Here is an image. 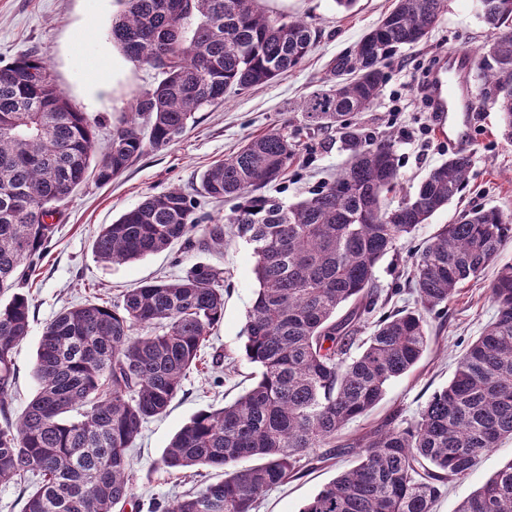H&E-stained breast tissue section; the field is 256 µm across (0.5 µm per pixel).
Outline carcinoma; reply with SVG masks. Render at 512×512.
Listing matches in <instances>:
<instances>
[{"label": "carcinoma", "instance_id": "obj_1", "mask_svg": "<svg viewBox=\"0 0 512 512\" xmlns=\"http://www.w3.org/2000/svg\"><path fill=\"white\" fill-rule=\"evenodd\" d=\"M110 38L130 61L154 69L112 132L95 146L96 120L54 83L48 63L24 54L0 64V484L28 490L23 512H114L132 497L128 451L144 424L167 412L224 319L223 272L197 263L174 280L145 282L112 305L67 307L46 324L36 352V392L12 418L14 353L29 333L21 292L55 233L60 202L94 178L106 185L147 149L174 144L195 113L227 92L266 84L300 67L319 31L303 19L270 17L258 0H121ZM490 29L480 72L497 105L498 134L512 143V0H479ZM445 0H396L354 46L333 58L321 88L297 105L304 128L334 130L346 165L308 197L284 204L262 193L297 155L284 123L243 141L200 175L204 193L237 204L227 223L252 248L259 288L244 325L254 385L229 405L194 414L159 467L224 470L196 492L158 500L150 512H253L257 500L300 472L312 448L332 444L383 397L429 347L426 315L480 278L512 239V215L465 212L414 254L416 308L376 312L379 261L466 187L471 155L435 166L416 192L387 204L400 183L392 137L354 123L377 99L397 52L428 37ZM203 243L224 248V228L203 225L194 201L174 187L150 194L105 224L96 258L125 264ZM496 316L460 355L448 386L418 419L387 421L356 442L358 463L299 512H432L443 488L512 437V262L490 284ZM243 458L260 463L238 466ZM457 512H512V462Z\"/></svg>", "mask_w": 512, "mask_h": 512}]
</instances>
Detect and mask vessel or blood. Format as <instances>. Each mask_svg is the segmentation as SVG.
<instances>
[{
    "label": "vessel or blood",
    "mask_w": 512,
    "mask_h": 512,
    "mask_svg": "<svg viewBox=\"0 0 512 512\" xmlns=\"http://www.w3.org/2000/svg\"><path fill=\"white\" fill-rule=\"evenodd\" d=\"M476 59L457 50H449L444 65L429 80L431 108L438 117L440 137L454 141L460 150H468L467 135L478 108V97L472 85Z\"/></svg>",
    "instance_id": "1"
}]
</instances>
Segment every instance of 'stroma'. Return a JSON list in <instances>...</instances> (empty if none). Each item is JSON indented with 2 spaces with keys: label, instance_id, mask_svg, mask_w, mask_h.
<instances>
[{
  "label": "stroma",
  "instance_id": "1",
  "mask_svg": "<svg viewBox=\"0 0 512 512\" xmlns=\"http://www.w3.org/2000/svg\"><path fill=\"white\" fill-rule=\"evenodd\" d=\"M270 15L304 18L322 35L297 69L250 90L227 95L223 103L198 112L194 123L172 146L147 150L117 179L101 186L87 182L60 206L49 251L24 287L31 303L29 334L16 350V382L12 408L22 413L33 398V365L45 325L66 307L87 301H113L127 289L155 278L174 279L196 263L224 271V318L214 328L202 362L187 373L181 392L165 415L150 419L129 451L136 476L134 498L141 512L153 500L200 488L219 479V471L192 469L169 474L158 469L162 453L174 434L196 412L235 400L254 381L256 368L243 355L242 329L252 305L257 281L250 247L232 235L224 237V251L216 255L175 243L169 250L126 264H103L92 252L103 225L137 206L147 195L172 187L185 190L206 223L221 224L234 207L204 195L199 175L215 161L235 151L247 138L272 126H301L296 105L316 89L331 59L375 27L393 7V0H357L351 10H339L333 0H260ZM120 10L117 0H0V62L30 53L44 58L56 84L79 111L98 121V146H105L112 128L135 95L151 88L158 75L151 68L126 60L109 32ZM489 35L478 0H447L426 43L404 47L387 70V79L371 109L357 125L374 137L392 135L400 158L401 184L397 198L413 194L425 173L456 153L455 145L437 137L431 112L410 96L412 84L426 81L433 64L448 49L479 54ZM481 119L471 130L472 168L459 199L435 213L428 223L401 239L395 252L376 269L382 290L397 289L391 300L399 308L410 302L407 267L410 254L431 239L459 213L496 207L512 213V143L498 133V114L487 96H480ZM348 157L338 135L301 137L297 156L288 171L270 184L266 193L290 204L309 196L343 166ZM497 272L488 267L483 280L469 282L449 302L448 309L429 315L430 345L418 364L393 379L381 401L365 416L342 430L339 440L350 443L366 436L388 418L399 424L415 420L432 394L447 386L458 356L492 321L495 306L487 288ZM224 358L222 368L211 366L212 355ZM300 474L269 490L255 512H299L303 503L323 485L355 465V455L333 459L321 449L308 453ZM512 462V438L482 454L469 473L445 486L434 512H455L466 497Z\"/></svg>",
  "mask_w": 512,
  "mask_h": 512
}]
</instances>
